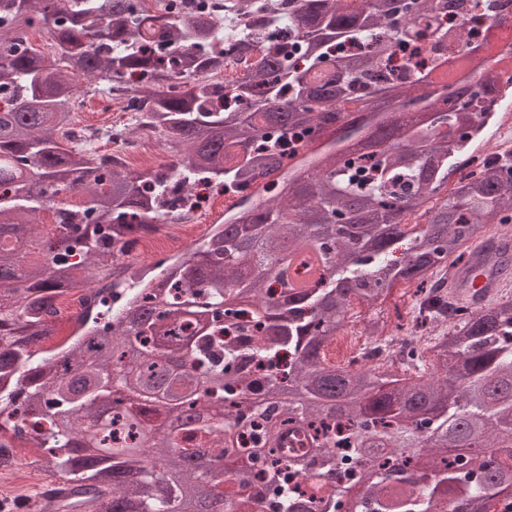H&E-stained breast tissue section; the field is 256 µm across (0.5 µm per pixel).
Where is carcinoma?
I'll list each match as a JSON object with an SVG mask.
<instances>
[{
	"label": "carcinoma",
	"mask_w": 512,
	"mask_h": 512,
	"mask_svg": "<svg viewBox=\"0 0 512 512\" xmlns=\"http://www.w3.org/2000/svg\"><path fill=\"white\" fill-rule=\"evenodd\" d=\"M288 3L282 53L250 4L228 40L203 2L167 15L144 0H0V414L63 483L39 512H491L512 496V444L497 445L512 439L511 297L456 306L400 373L324 356L352 301L380 307L398 283L432 296L435 268L512 224V163L461 169L512 75L438 87L448 58L417 45L429 0ZM480 7L438 5L462 42ZM411 43L415 78L399 84L382 60ZM244 50L256 65L226 90L213 75ZM98 78L141 98L126 133L152 127L171 161L140 173L61 144L78 81ZM201 179L240 195L224 223L157 274H116ZM417 208L427 228L411 231ZM74 288L101 308L74 316L72 346L46 348ZM458 430L469 446L450 454ZM201 448L207 463L184 470Z\"/></svg>",
	"instance_id": "obj_1"
}]
</instances>
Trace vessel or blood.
Returning a JSON list of instances; mask_svg holds the SVG:
<instances>
[{"mask_svg":"<svg viewBox=\"0 0 512 512\" xmlns=\"http://www.w3.org/2000/svg\"><path fill=\"white\" fill-rule=\"evenodd\" d=\"M503 241L494 239L484 246L475 248L466 265L454 268L448 280V291L464 305L481 307L486 305L497 292L512 280L496 266L492 256L503 248Z\"/></svg>","mask_w":512,"mask_h":512,"instance_id":"b4317fda","label":"vessel or blood"}]
</instances>
